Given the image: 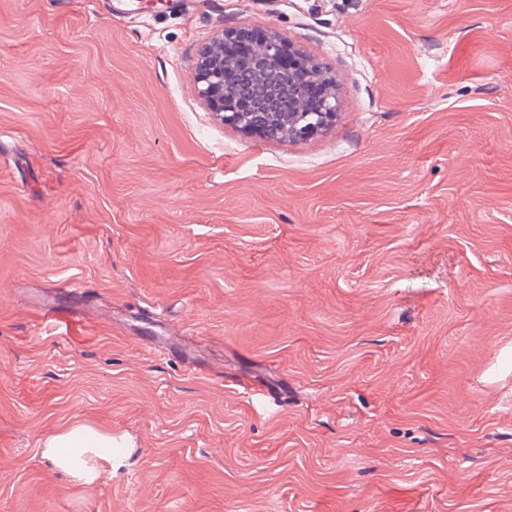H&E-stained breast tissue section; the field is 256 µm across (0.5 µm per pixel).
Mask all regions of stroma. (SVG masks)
I'll return each mask as SVG.
<instances>
[{
  "instance_id": "stroma-1",
  "label": "stroma",
  "mask_w": 512,
  "mask_h": 512,
  "mask_svg": "<svg viewBox=\"0 0 512 512\" xmlns=\"http://www.w3.org/2000/svg\"><path fill=\"white\" fill-rule=\"evenodd\" d=\"M269 26L309 138L195 92ZM76 423L131 454L74 482ZM0 512H512V0H0ZM235 33L218 31L203 46L195 71L196 92L211 114L225 125L267 139H298L326 130L336 117L338 101L336 80L329 76L307 53L298 49L297 63L291 49L282 59L284 41L269 27L256 53L247 62L253 79L263 91L243 106L240 103L241 63L233 53L246 55L263 35L248 32L232 44ZM280 74L278 80L275 75ZM326 85L325 92L311 110L306 105L311 87ZM116 439L112 433L102 432L84 424L71 425L43 440V456L52 464L78 481H92L99 474L97 469L88 465L84 456L90 454L105 466H112L125 453L116 448Z\"/></svg>"
}]
</instances>
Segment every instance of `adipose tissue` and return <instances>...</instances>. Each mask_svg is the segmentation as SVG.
<instances>
[{
  "instance_id": "ef3b65f1",
  "label": "adipose tissue",
  "mask_w": 512,
  "mask_h": 512,
  "mask_svg": "<svg viewBox=\"0 0 512 512\" xmlns=\"http://www.w3.org/2000/svg\"><path fill=\"white\" fill-rule=\"evenodd\" d=\"M115 445L116 439L111 433L76 424L47 436L43 441V454L73 479L89 482L96 478L97 471L87 464V457H94L105 466H113L122 456Z\"/></svg>"
}]
</instances>
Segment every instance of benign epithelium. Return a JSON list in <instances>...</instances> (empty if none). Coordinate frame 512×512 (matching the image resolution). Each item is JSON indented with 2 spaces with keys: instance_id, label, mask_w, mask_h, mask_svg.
Returning a JSON list of instances; mask_svg holds the SVG:
<instances>
[{
  "instance_id": "1",
  "label": "benign epithelium",
  "mask_w": 512,
  "mask_h": 512,
  "mask_svg": "<svg viewBox=\"0 0 512 512\" xmlns=\"http://www.w3.org/2000/svg\"><path fill=\"white\" fill-rule=\"evenodd\" d=\"M234 38V33L221 30L198 55L196 92L217 120L267 139L305 138L332 124L338 109L336 80L302 49L297 50L295 66L285 65L283 38L272 27L247 62L263 91L242 105L241 63L233 53ZM318 83L325 84L326 89L316 109L311 110L306 101L311 87Z\"/></svg>"
}]
</instances>
